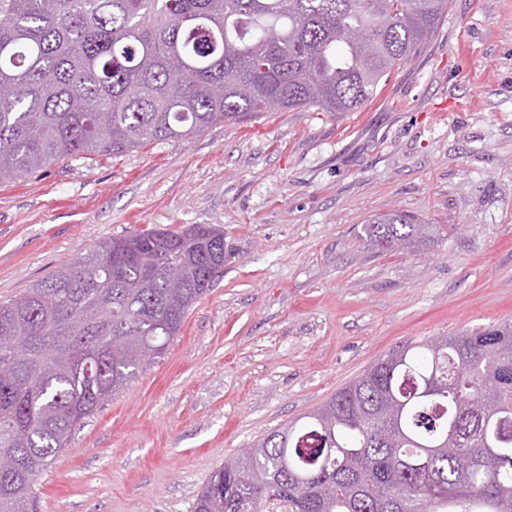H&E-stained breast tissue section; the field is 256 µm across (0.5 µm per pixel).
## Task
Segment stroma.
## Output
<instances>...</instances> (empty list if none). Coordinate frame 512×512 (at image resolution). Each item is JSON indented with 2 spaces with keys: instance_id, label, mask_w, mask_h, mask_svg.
<instances>
[{
  "instance_id": "stroma-1",
  "label": "stroma",
  "mask_w": 512,
  "mask_h": 512,
  "mask_svg": "<svg viewBox=\"0 0 512 512\" xmlns=\"http://www.w3.org/2000/svg\"><path fill=\"white\" fill-rule=\"evenodd\" d=\"M398 211L408 247L364 233ZM224 232L164 357L77 427L30 512H193L214 470L389 351L512 324V0H451L359 112H267L0 183V302L103 239ZM417 222L401 212H390L375 216L367 223V236L372 243L388 248L390 246H409L423 232L428 231L426 224Z\"/></svg>"
}]
</instances>
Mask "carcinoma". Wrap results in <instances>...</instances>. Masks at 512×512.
Segmentation results:
<instances>
[{
  "label": "carcinoma",
  "instance_id": "cac0c4a2",
  "mask_svg": "<svg viewBox=\"0 0 512 512\" xmlns=\"http://www.w3.org/2000/svg\"><path fill=\"white\" fill-rule=\"evenodd\" d=\"M450 0H0V182L241 115L358 112ZM428 225L390 212L372 243ZM224 266L210 224L103 240L0 302V512L162 356ZM493 378L500 390L487 394ZM457 452L450 453L448 449ZM512 512V326L394 351L220 464L194 512Z\"/></svg>",
  "mask_w": 512,
  "mask_h": 512
}]
</instances>
